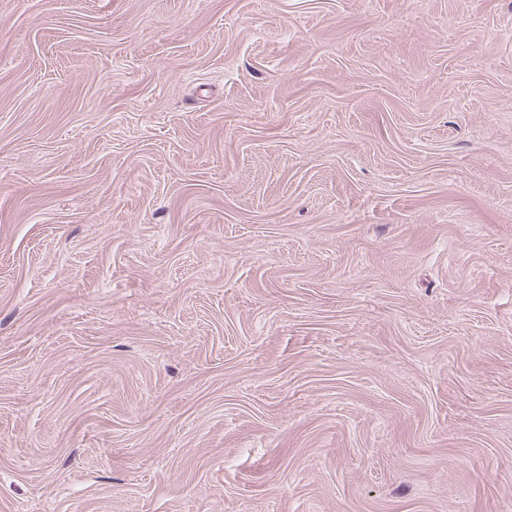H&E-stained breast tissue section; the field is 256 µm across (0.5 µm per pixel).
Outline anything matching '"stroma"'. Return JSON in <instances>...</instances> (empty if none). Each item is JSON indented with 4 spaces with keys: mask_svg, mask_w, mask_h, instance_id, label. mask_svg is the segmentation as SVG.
I'll list each match as a JSON object with an SVG mask.
<instances>
[{
    "mask_svg": "<svg viewBox=\"0 0 512 512\" xmlns=\"http://www.w3.org/2000/svg\"><path fill=\"white\" fill-rule=\"evenodd\" d=\"M0 512H512V0H0Z\"/></svg>",
    "mask_w": 512,
    "mask_h": 512,
    "instance_id": "obj_1",
    "label": "stroma"
}]
</instances>
